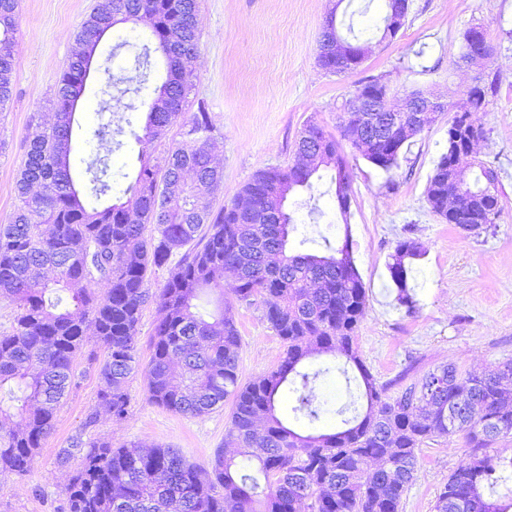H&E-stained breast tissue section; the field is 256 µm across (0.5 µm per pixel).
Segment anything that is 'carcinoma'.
Returning a JSON list of instances; mask_svg holds the SVG:
<instances>
[{"mask_svg": "<svg viewBox=\"0 0 512 512\" xmlns=\"http://www.w3.org/2000/svg\"><path fill=\"white\" fill-rule=\"evenodd\" d=\"M19 0H0V110L13 97ZM130 12L141 14L152 44L127 40L115 48H139L142 68L134 92L149 81L151 52L163 59L167 76L148 103L145 124L130 115L125 124L138 143L166 134L182 116L193 90L189 64L199 46L198 0H98L75 37L67 68L54 93L55 121L27 144L19 169L17 205L0 224V299L16 307L15 326L0 334V419L17 417L20 426L0 432V473L25 477L45 438L53 431L63 397L78 386L73 370L85 337L93 333L105 353L99 368V397L112 419L121 422L131 404L127 391L136 367L137 325L151 301L160 312L146 370L148 399L173 413L200 417L229 400L226 433L244 461L222 451L211 470L190 463L178 448L112 447L109 441L74 442L62 448L58 463L82 458L64 486L66 512H399L417 467L416 449L434 438L459 437L468 448L448 476L434 512H512L486 498L512 479V458L489 453L498 440L512 438V362L482 373L460 372L447 364L425 372L393 395L376 383L356 347L368 295L355 267L349 240L342 245L322 236L327 255L289 253L291 214L282 223L268 218L277 197L300 187L313 189L322 169L340 213L350 209L352 182L336 139L309 123L296 140V152L311 141L319 153L288 168L257 170L243 187L245 202L214 212L199 204L223 180L212 162L215 132L204 104L182 123V139L168 151L159 170L146 156L124 194L105 180L112 154L123 149L124 128L94 129L93 146L102 167L92 188L72 174L70 155L75 110L85 94L95 52ZM410 136L396 131L364 151L374 166L398 165ZM453 149L442 154L429 177L431 211L459 229L483 228L491 211L501 213L499 176L479 165L465 177L461 200L473 219L461 223L448 211L456 177ZM177 261H172L174 256ZM424 252L414 240L398 242L388 263L396 301L417 309L410 286L412 264ZM167 271L161 287L148 288V272ZM240 302L260 296L264 318L284 344L283 357L267 375L239 380L240 336L224 312V277ZM332 355L357 370L353 415L334 430L299 431L279 413L284 395H295V419L313 424L327 401L316 393L323 371L303 370L310 358Z\"/></svg>", "mask_w": 512, "mask_h": 512, "instance_id": "cac0c4a2", "label": "carcinoma"}]
</instances>
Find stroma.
<instances>
[{
	"label": "stroma",
	"instance_id": "1",
	"mask_svg": "<svg viewBox=\"0 0 512 512\" xmlns=\"http://www.w3.org/2000/svg\"><path fill=\"white\" fill-rule=\"evenodd\" d=\"M96 0H19L13 98L0 112V224L9 223L17 204L15 181L27 141L37 122H51L55 83L68 64L75 33ZM404 27L394 39H382L384 0H199V52L191 64L194 88L184 107L195 112L205 104L216 128L212 154L223 169V182L209 198L218 209L233 201L262 167L292 166L295 141L307 123L339 136L342 113L361 84L378 79L395 97L419 91L447 103L446 112L403 150L400 166L386 172L367 161L350 144L342 149L352 176L348 216H341L327 180L313 191L288 198L295 230L291 246L323 234L331 240L350 237L358 272L367 289L366 316L356 343L365 366L378 383L411 371L424 373L441 364L459 371H481L512 360V0H409ZM335 14L341 35L355 33L368 44L363 64L347 73H329L316 60L322 27ZM482 28L492 49L490 68L501 74L498 93L473 113L485 137L475 152L500 170L502 213L495 224L466 233L433 214L426 187L448 143L449 110L463 108L466 92L481 65H463L464 33ZM137 25L119 24L97 49L85 96L77 108L71 165L85 171L92 160L85 147L89 130L120 119L128 104L142 106L149 92L123 94L111 115L92 112L107 76L134 78V53L115 51ZM318 193L320 215L305 205ZM411 238L425 250L413 265L419 286V309L407 314L395 301L387 265L399 240ZM240 334L239 376L249 382L279 363L284 346L263 317L262 304L230 302L227 310ZM159 317L147 304L138 330L141 367L130 384L126 420L101 414L85 427L89 411L99 407L101 380L97 365L85 357L75 362L79 387L64 399L55 427L39 449L28 476L0 474V512H63V485L75 466L58 467L60 449L73 441L108 440L113 447L135 443L181 448L189 462L208 467L224 447L231 408L201 417L172 413L147 397L142 374L150 359V339ZM307 368L323 369L317 392L329 411L318 426L341 421L349 402V385L329 356L309 359ZM465 449L461 440L438 439L417 451L415 479L400 512H434L440 490Z\"/></svg>",
	"mask_w": 512,
	"mask_h": 512
}]
</instances>
